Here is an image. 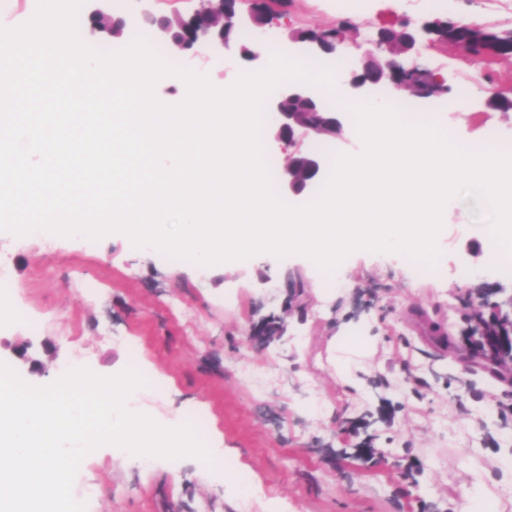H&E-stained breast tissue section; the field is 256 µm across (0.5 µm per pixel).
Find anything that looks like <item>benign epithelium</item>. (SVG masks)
<instances>
[{"mask_svg":"<svg viewBox=\"0 0 512 512\" xmlns=\"http://www.w3.org/2000/svg\"><path fill=\"white\" fill-rule=\"evenodd\" d=\"M93 9L89 18L93 19V29L109 35H118L123 29V23L112 17L105 9V0H90ZM198 5L193 14L184 19L182 17L171 21L169 19H156L149 12H144L146 21L157 27L164 35L171 34L172 24L185 25L199 16H207L210 21L191 26L183 30L185 38L191 42L187 49L186 58L194 59L204 49H225L230 46L229 37L224 32L215 31L216 24L221 27L228 25L234 27L242 22L241 15L236 13L229 17L225 11V0H197ZM341 33L335 32L329 37L320 34L307 33L303 40L315 45L322 53H331L336 49V40ZM416 45V36L406 28L396 31L383 30L378 33L373 49L364 53L361 61V73L353 76L352 87L358 91L373 89L382 83H390L395 88L405 89L410 94L428 98L450 91L444 77L432 70L412 65L405 67L392 60H384L379 56L381 52L400 55L410 52ZM292 100L317 102V99L303 86L288 83L281 87L279 92L269 101L268 110L277 115V123L271 132L272 138L288 145H301L306 140L317 138H334L341 134L344 123L340 112H295L287 108ZM297 157L302 160L304 173H299L294 160L279 171V187L283 194L299 197L310 192L321 179L327 169V160L320 154L298 152Z\"/></svg>","mask_w":512,"mask_h":512,"instance_id":"obj_1","label":"benign epithelium"}]
</instances>
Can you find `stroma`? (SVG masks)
Here are the masks:
<instances>
[{
    "instance_id": "35a3bbf8",
    "label": "stroma",
    "mask_w": 512,
    "mask_h": 512,
    "mask_svg": "<svg viewBox=\"0 0 512 512\" xmlns=\"http://www.w3.org/2000/svg\"><path fill=\"white\" fill-rule=\"evenodd\" d=\"M195 0H115L126 26L147 30L144 11L189 17ZM450 19L512 31V0L485 10L476 0H366L337 12L334 0H288L267 25L290 43L295 62L308 46L289 35L344 28L336 46L346 57L340 87L321 86L322 101L349 113L359 101L348 84L363 50L380 30L408 26L416 47L399 63L440 69L448 93L406 95L402 117L426 121L453 144L493 136L512 144V112L493 100L512 97V57L475 59L425 26ZM152 46L167 60L207 75L219 87L266 69L253 40L235 41L239 58L222 54L186 61L166 39ZM463 109L448 124V109ZM489 212L458 198L440 238L433 273L405 255L353 252L340 275H327L296 254L266 255L201 268L121 236L84 246L51 233H0V259L13 286L0 302L13 316L0 323V362L25 382L44 386L65 363L90 361L99 376L131 368L164 390H144L140 410L156 419L199 420L195 431L208 459L154 458L100 447L80 463L73 496L97 489L87 512H512V411L485 414L490 398L512 400V369L491 379L484 362L459 341L465 311L512 300V274L485 270L488 246L460 225H487ZM476 278L465 279L466 270ZM25 307L30 318L16 316ZM270 323L281 336L250 344ZM363 329L369 354L350 379L336 371V339ZM232 465L249 486L242 505L224 485Z\"/></svg>"
}]
</instances>
